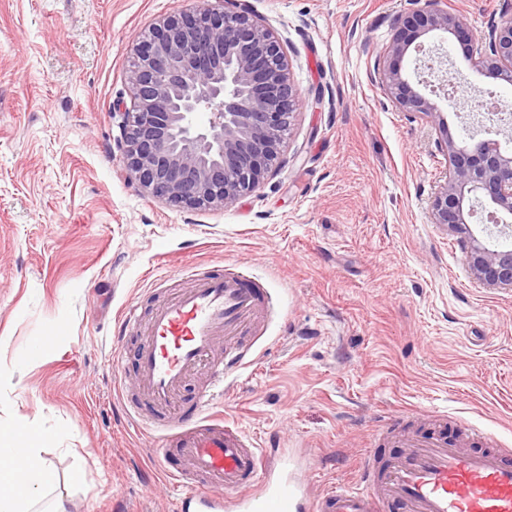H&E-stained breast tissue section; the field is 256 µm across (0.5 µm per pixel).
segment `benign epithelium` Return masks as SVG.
Instances as JSON below:
<instances>
[{"label": "benign epithelium", "mask_w": 512, "mask_h": 512, "mask_svg": "<svg viewBox=\"0 0 512 512\" xmlns=\"http://www.w3.org/2000/svg\"><path fill=\"white\" fill-rule=\"evenodd\" d=\"M393 36L376 63L380 89L402 112L438 114L436 103L411 79L403 61L425 40L451 35L465 56L490 77L512 85V17L476 35L465 14L447 0L393 19ZM283 40L247 9L208 5L155 23L132 49L131 106L124 113L122 163L150 196L183 209L224 208L255 191L279 166L281 146L296 119L298 92ZM211 112L199 130L194 115ZM497 133L512 130L511 112L483 113ZM440 149L448 175L431 203L432 223L460 234L473 279L488 288L512 289V249L479 239L469 219L479 204L502 230L512 219V151L499 141H456L442 127Z\"/></svg>", "instance_id": "benign-epithelium-1"}]
</instances>
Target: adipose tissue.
<instances>
[{
	"label": "adipose tissue",
	"instance_id": "adipose-tissue-1",
	"mask_svg": "<svg viewBox=\"0 0 512 512\" xmlns=\"http://www.w3.org/2000/svg\"><path fill=\"white\" fill-rule=\"evenodd\" d=\"M22 437L26 472L17 476L8 467H0V512H32L38 496L52 488L55 471L41 456L44 434L41 427L28 420L0 423V457L10 453L15 437Z\"/></svg>",
	"mask_w": 512,
	"mask_h": 512
}]
</instances>
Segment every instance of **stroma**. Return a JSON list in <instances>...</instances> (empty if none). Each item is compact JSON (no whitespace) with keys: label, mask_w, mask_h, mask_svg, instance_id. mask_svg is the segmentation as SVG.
I'll return each instance as SVG.
<instances>
[{"label":"stroma","mask_w":512,"mask_h":512,"mask_svg":"<svg viewBox=\"0 0 512 512\" xmlns=\"http://www.w3.org/2000/svg\"><path fill=\"white\" fill-rule=\"evenodd\" d=\"M282 38L299 89L280 165L226 208L188 211L125 170L131 49L193 0H0V422L37 420L58 482L44 512H177L158 434L128 407L148 315L186 268L248 267L273 297L258 358L215 407L263 447L304 449L313 490L356 481L383 417L467 420L512 448V290L469 273L459 235L433 224L448 162L440 124L468 136L458 102L512 85L439 41L456 101L398 111L373 77L395 15L425 0H210ZM477 34L512 0H448ZM68 329L46 351L54 324ZM119 367H111L112 354Z\"/></svg>","instance_id":"stroma-1"}]
</instances>
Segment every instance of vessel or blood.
Returning <instances> with one entry per match:
<instances>
[{"mask_svg":"<svg viewBox=\"0 0 512 512\" xmlns=\"http://www.w3.org/2000/svg\"><path fill=\"white\" fill-rule=\"evenodd\" d=\"M271 295L246 268L195 275L189 288L157 305L148 321L136 309L120 317L121 329L146 338L136 357L140 397L160 418L141 416L159 432L160 464L178 454L182 468L169 471L181 488L180 512H512V448L477 434L467 422L435 419L422 428L418 412L401 424L379 426L376 445L394 448L377 459L368 452L356 484L314 494L307 461L289 449L268 457L238 425L210 412L225 378L247 365L250 340L263 335ZM206 378L191 410L168 407L191 376ZM455 425V436L445 433Z\"/></svg>","mask_w":512,"mask_h":512,"instance_id":"b4317fda","label":"vessel or blood"}]
</instances>
